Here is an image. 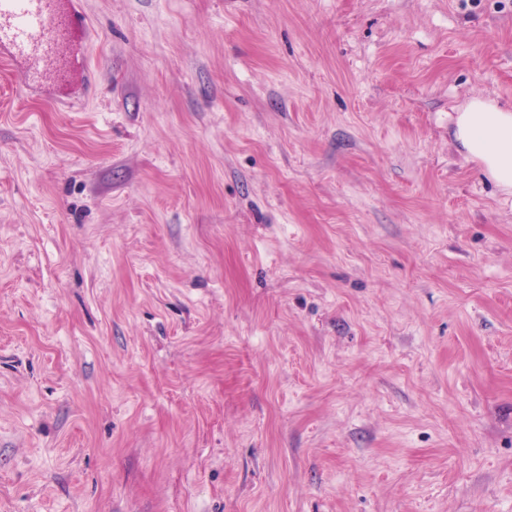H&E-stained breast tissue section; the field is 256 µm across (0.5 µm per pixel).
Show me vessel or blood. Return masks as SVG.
I'll use <instances>...</instances> for the list:
<instances>
[{
  "label": "vessel or blood",
  "instance_id": "1",
  "mask_svg": "<svg viewBox=\"0 0 512 512\" xmlns=\"http://www.w3.org/2000/svg\"><path fill=\"white\" fill-rule=\"evenodd\" d=\"M74 0H0V56L30 84L50 70L64 47L85 43L87 23Z\"/></svg>",
  "mask_w": 512,
  "mask_h": 512
}]
</instances>
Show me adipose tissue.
<instances>
[{"label":"adipose tissue","instance_id":"ef3b65f1","mask_svg":"<svg viewBox=\"0 0 512 512\" xmlns=\"http://www.w3.org/2000/svg\"><path fill=\"white\" fill-rule=\"evenodd\" d=\"M452 123L459 151L476 161L500 190L512 192V108L474 98L457 108Z\"/></svg>","mask_w":512,"mask_h":512}]
</instances>
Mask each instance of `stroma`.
Instances as JSON below:
<instances>
[{
    "mask_svg": "<svg viewBox=\"0 0 512 512\" xmlns=\"http://www.w3.org/2000/svg\"><path fill=\"white\" fill-rule=\"evenodd\" d=\"M0 63V512H512V0H79ZM70 0H1L0 51L30 86L58 61L64 47L84 46L87 20ZM452 123L458 150L500 190L512 192V108L492 98H473L457 108Z\"/></svg>",
    "mask_w": 512,
    "mask_h": 512,
    "instance_id": "35a3bbf8",
    "label": "stroma"
}]
</instances>
